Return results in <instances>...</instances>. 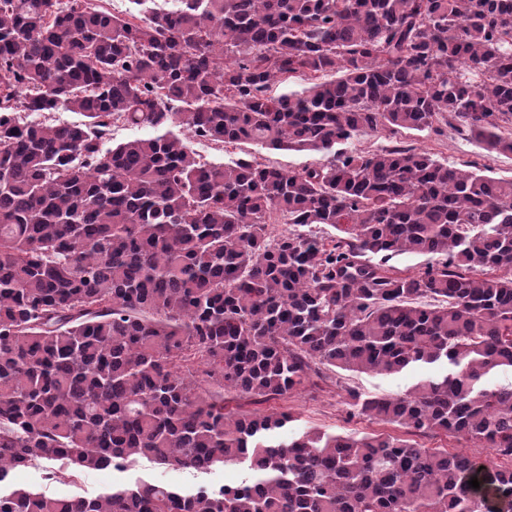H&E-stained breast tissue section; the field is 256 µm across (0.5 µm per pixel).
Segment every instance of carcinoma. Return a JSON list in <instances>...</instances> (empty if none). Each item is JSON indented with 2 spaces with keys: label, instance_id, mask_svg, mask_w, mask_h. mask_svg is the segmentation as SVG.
Masks as SVG:
<instances>
[{
  "label": "carcinoma",
  "instance_id": "obj_1",
  "mask_svg": "<svg viewBox=\"0 0 512 512\" xmlns=\"http://www.w3.org/2000/svg\"><path fill=\"white\" fill-rule=\"evenodd\" d=\"M130 2L0 0V512H512V381L487 383L512 375V178L343 149L443 122L512 155V0ZM282 77L306 86L267 96ZM119 120L153 135L103 149ZM177 127L328 159L215 163ZM323 367L422 371L349 391L402 433L226 410ZM440 432L493 456L417 441ZM39 460L120 477L91 497L15 485ZM143 461L248 477H125ZM393 140L394 139L388 137L387 132L382 131L378 133L358 135L352 140H349L344 147H346L349 151H375L382 147L392 145ZM441 256H432V255H411V254H403L393 256L387 262L382 258L381 255H371L370 260L375 264H384L385 266H393L396 270H400L410 274H417L430 263L437 262Z\"/></svg>",
  "mask_w": 512,
  "mask_h": 512
}]
</instances>
